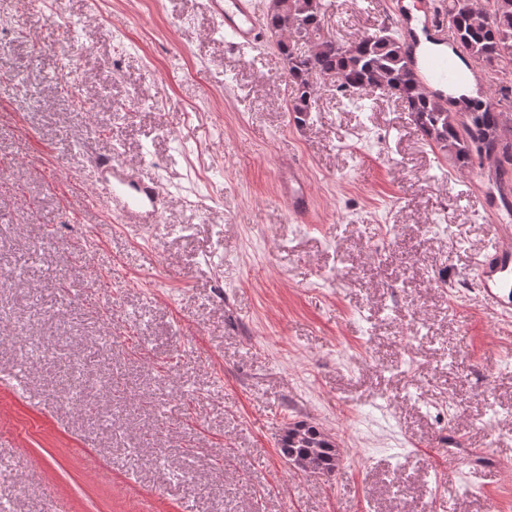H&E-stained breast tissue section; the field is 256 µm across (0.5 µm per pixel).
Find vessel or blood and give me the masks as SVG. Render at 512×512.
Returning a JSON list of instances; mask_svg holds the SVG:
<instances>
[{"mask_svg": "<svg viewBox=\"0 0 512 512\" xmlns=\"http://www.w3.org/2000/svg\"><path fill=\"white\" fill-rule=\"evenodd\" d=\"M209 7L230 37L231 46L241 52L253 49L266 36V27L255 7V0H209ZM395 20L410 66L424 90L434 96H447L448 15L446 0H391ZM433 46V53L421 52L422 43ZM102 189L111 201L112 211L123 223L154 221L166 199L158 183L140 172L101 156L94 163ZM281 195L290 216L304 218L311 201L308 175L295 160L282 167ZM473 283L484 302L503 319L512 318V242L493 241L474 265Z\"/></svg>", "mask_w": 512, "mask_h": 512, "instance_id": "obj_1", "label": "vessel or blood"}]
</instances>
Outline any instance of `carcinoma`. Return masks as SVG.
Instances as JSON below:
<instances>
[{
    "mask_svg": "<svg viewBox=\"0 0 512 512\" xmlns=\"http://www.w3.org/2000/svg\"><path fill=\"white\" fill-rule=\"evenodd\" d=\"M455 40L467 56L453 53L469 65L473 58L494 72L512 66V0H449ZM322 0H280V7L266 14V26L274 36L288 31L297 39L276 45L287 64L285 81L292 88L288 111L305 115L312 111L324 80L336 82V89L361 90L360 101L378 96L400 100L429 143L448 152L458 170H466L474 161H492L494 186L501 200L503 190L512 182V128L505 127L500 113L484 99L465 100L470 122L464 124L456 113L438 99L429 96L411 72L400 39L365 33L350 43H342L323 34ZM280 453L303 471L331 474L340 462L336 442L313 426L295 423L288 427Z\"/></svg>",
    "mask_w": 512,
    "mask_h": 512,
    "instance_id": "cac0c4a2",
    "label": "carcinoma"
}]
</instances>
